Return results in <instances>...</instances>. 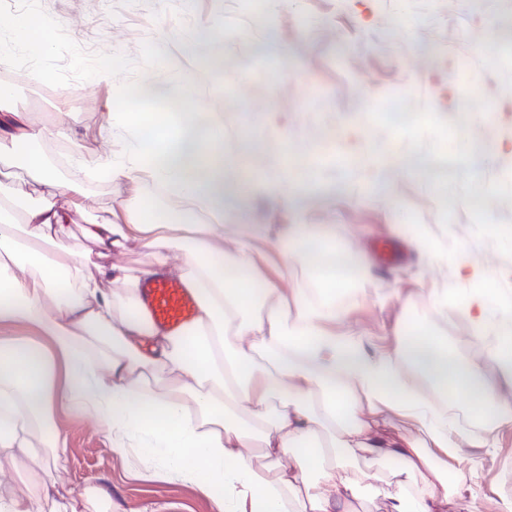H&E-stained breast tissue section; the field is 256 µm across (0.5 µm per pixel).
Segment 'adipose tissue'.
<instances>
[{
  "mask_svg": "<svg viewBox=\"0 0 512 512\" xmlns=\"http://www.w3.org/2000/svg\"><path fill=\"white\" fill-rule=\"evenodd\" d=\"M8 96L1 88L0 151L24 156L44 202L17 220L0 208V512H112L107 486L60 492L67 448L51 428L60 409L91 420L114 453L159 458L169 476L215 497L220 512H359L378 500L385 512H483L481 502L451 500L448 462L461 446L449 440L446 416L418 398L417 381H429L433 399L477 401L485 432L512 429V404L496 398L512 386L511 297L488 284L465 298L439 296V311L468 322L480 358L460 359L402 317L385 346L367 349L335 298L285 287L312 232L257 223L243 205L225 223L223 125L178 112L152 144L127 104L126 153L100 158L114 189L149 178L207 221H157L143 199L89 225L98 251L74 256L53 203L63 185L28 152L27 124ZM131 241L147 250L146 263L101 265ZM156 274L187 277L199 295L184 332L141 312L140 284ZM16 324L27 336L9 333ZM402 418L410 430H397ZM304 447L320 454L317 477ZM367 457L397 463L394 489L347 473ZM19 475L23 498L13 491Z\"/></svg>",
  "mask_w": 512,
  "mask_h": 512,
  "instance_id": "1",
  "label": "adipose tissue"
}]
</instances>
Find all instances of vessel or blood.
Instances as JSON below:
<instances>
[{
	"instance_id": "vessel-or-blood-1",
	"label": "vessel or blood",
	"mask_w": 512,
	"mask_h": 512,
	"mask_svg": "<svg viewBox=\"0 0 512 512\" xmlns=\"http://www.w3.org/2000/svg\"><path fill=\"white\" fill-rule=\"evenodd\" d=\"M141 300L147 317L156 325L174 332L184 331L198 314V299L186 281L157 276L146 280Z\"/></svg>"
}]
</instances>
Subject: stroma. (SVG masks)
Here are the masks:
<instances>
[{"instance_id":"35a3bbf8","label":"stroma","mask_w":512,"mask_h":512,"mask_svg":"<svg viewBox=\"0 0 512 512\" xmlns=\"http://www.w3.org/2000/svg\"><path fill=\"white\" fill-rule=\"evenodd\" d=\"M34 12L49 25L50 50L33 67L6 71L4 84L32 134L66 116L69 134L49 166L71 154L94 165L105 151L123 154L124 140L104 142L99 130L127 86L195 80L192 107L223 119L228 176L246 187L253 218L316 225L369 268L357 295L335 290L354 330L383 336L403 315L458 357L473 355L469 324L440 314L435 297L469 295L484 278L512 296V208L503 205L512 200V59L498 53L512 0H270L265 19L243 0H38ZM228 58L249 69L272 59L279 75L264 90L254 81L229 85ZM107 65L111 82L90 81ZM36 68L44 80L33 79ZM402 91L415 120L400 133L378 104ZM228 94L234 106H225ZM261 131L288 137L255 148L253 162L239 159ZM270 171L287 182L288 206L255 192ZM58 179L72 193L57 205L77 202L67 228L79 254L94 249L82 228L98 221L104 201L119 208L151 195L164 210L177 206L146 180L117 194L71 166ZM441 409L464 445L448 463L449 492L493 501L512 491V431L471 448L481 429L469 401ZM53 428L68 448L64 491L107 485L112 512H218L193 484L113 453L108 436L83 419L60 411Z\"/></svg>"}]
</instances>
